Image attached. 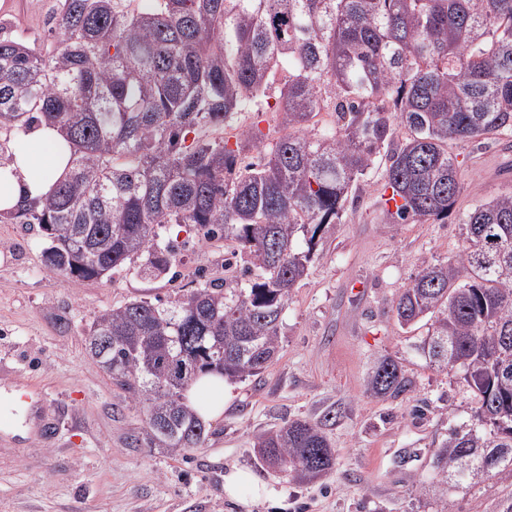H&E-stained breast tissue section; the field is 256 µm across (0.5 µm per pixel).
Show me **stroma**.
<instances>
[{"instance_id": "obj_1", "label": "stroma", "mask_w": 512, "mask_h": 512, "mask_svg": "<svg viewBox=\"0 0 512 512\" xmlns=\"http://www.w3.org/2000/svg\"><path fill=\"white\" fill-rule=\"evenodd\" d=\"M52 0H0V22L43 40ZM462 164L461 207L512 189V136L453 142ZM380 174L362 182L331 226L308 276L293 290L280 325V351L256 377L226 387L224 414L204 443L177 454L142 442L145 416L92 359L86 339L101 312L131 300L156 304L224 279L233 241H207L170 224L162 242L179 246L165 277L119 270L74 281L43 262L37 225L0 223V407L12 403L21 432L0 429V512H438L433 453L470 422L476 397L460 371L430 369L415 346L424 329L400 327L399 288L430 264L457 257L461 225L397 224L380 201ZM414 381L396 399L371 397L368 373L381 356ZM336 410L326 432L336 466L298 482L262 465L257 435L293 419ZM251 470L279 499L248 507L224 497V475ZM512 476L449 488L452 512H498Z\"/></svg>"}]
</instances>
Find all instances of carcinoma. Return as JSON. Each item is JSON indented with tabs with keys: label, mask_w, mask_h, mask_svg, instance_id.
Instances as JSON below:
<instances>
[{
	"label": "carcinoma",
	"mask_w": 512,
	"mask_h": 512,
	"mask_svg": "<svg viewBox=\"0 0 512 512\" xmlns=\"http://www.w3.org/2000/svg\"><path fill=\"white\" fill-rule=\"evenodd\" d=\"M49 24L46 44L0 25V166L9 134L45 121L67 137L69 168L0 220L39 225L46 268L81 281L168 274V224L240 247L233 279L166 307L130 301L89 330L92 357L142 406L145 440L172 453L205 438L183 402L199 375L243 381L272 361L293 288L378 157L393 218L446 223L463 191L448 142L512 133V0H59ZM244 112L288 130L257 163H244L260 135L238 131ZM457 223V257L393 299L400 325L425 327L429 366L461 370L478 399L434 454L445 487L512 475V191ZM412 387L390 356L367 380L374 397ZM337 417L288 421L255 447L298 479L325 476Z\"/></svg>",
	"instance_id": "carcinoma-1"
}]
</instances>
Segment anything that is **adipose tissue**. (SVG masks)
I'll return each instance as SVG.
<instances>
[{
	"label": "adipose tissue",
	"instance_id": "1",
	"mask_svg": "<svg viewBox=\"0 0 512 512\" xmlns=\"http://www.w3.org/2000/svg\"><path fill=\"white\" fill-rule=\"evenodd\" d=\"M62 142L57 128L39 122L14 144L12 162L0 166V210L42 200L52 191L67 167ZM224 391L223 378L207 373L190 386L185 400L203 420L210 421L224 413Z\"/></svg>",
	"mask_w": 512,
	"mask_h": 512
}]
</instances>
